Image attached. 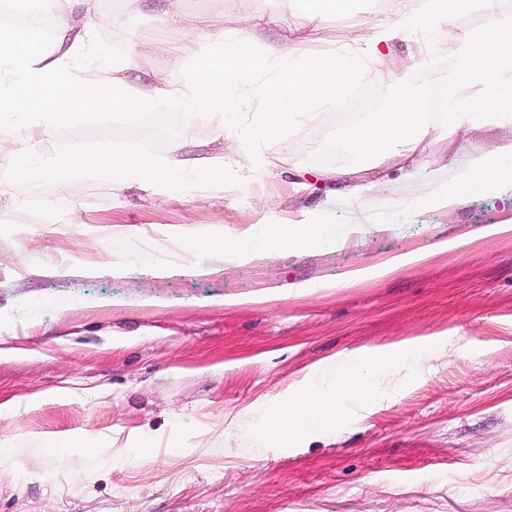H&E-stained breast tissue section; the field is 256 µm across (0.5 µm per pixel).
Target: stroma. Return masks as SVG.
Segmentation results:
<instances>
[{
	"label": "stroma",
	"mask_w": 512,
	"mask_h": 512,
	"mask_svg": "<svg viewBox=\"0 0 512 512\" xmlns=\"http://www.w3.org/2000/svg\"><path fill=\"white\" fill-rule=\"evenodd\" d=\"M166 0H99L89 66L152 90L184 81L159 31ZM225 31L269 18L266 38L298 29L299 0H184ZM391 0H353L343 16L299 30V63L369 38ZM452 43L435 44L394 84L354 79L336 103L264 143L231 153L242 124L219 114L140 135L136 115L60 128V145L111 142L157 157L223 160L220 183L144 187L88 173L0 181V512H512V184L451 205L421 204L419 186L454 188L492 154L504 128L480 120L468 151L449 148ZM410 95L432 121L415 181L357 155L352 126ZM382 195L355 197L360 180ZM315 222L335 240L290 247L210 276L173 244L182 234ZM131 229L121 255L114 228ZM468 240L462 250L438 242ZM427 261L344 285L345 273L407 252ZM165 267L162 275L154 267ZM282 290L281 299L252 295ZM244 297L224 305L225 296ZM436 337L422 363L379 376L380 398L340 397L342 421L300 441L266 436L281 398L313 370L356 364L406 340Z\"/></svg>",
	"instance_id": "1"
}]
</instances>
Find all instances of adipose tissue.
Segmentation results:
<instances>
[{"mask_svg":"<svg viewBox=\"0 0 512 512\" xmlns=\"http://www.w3.org/2000/svg\"><path fill=\"white\" fill-rule=\"evenodd\" d=\"M407 2L394 0V13L407 31L417 32L421 22H428L457 49L447 138L457 149H465L463 129L472 112H482L487 122L498 123L504 115L487 111V100L512 97V23L494 17L481 29H460L449 23L448 16L470 9L473 0H426L421 17L409 11ZM36 3L52 19L50 42L34 37L0 45V126L22 133L21 138L7 144L10 174L17 179L96 172L124 181L175 182L193 170L194 159L173 155L161 160L116 150L108 144L93 149L62 147L56 145L55 134L101 112L128 114L171 106L190 115L217 112L231 121L235 118L233 102L242 85L253 82L269 62L275 61L280 65L276 87L254 92L249 102L253 125L246 139L255 144L311 120L317 107L338 100L359 72L372 71L383 81L392 76L397 65L383 29L370 39L368 51L349 47L295 66L291 60L296 56L297 39H289L284 48L264 40L260 36L265 27L263 18H250L246 30L237 33L209 25L202 17L183 19L177 12L173 20L182 29L168 49L169 60L172 66L189 64L193 70L183 82L158 79L154 94L149 95L122 75L106 80L80 69V61L98 50L91 23L93 0ZM429 127L428 114L410 96L402 95L390 101L381 118L353 129L351 143L358 155L381 163L389 144L415 141ZM497 176L495 164L480 159L455 191L445 197L429 192L423 200L452 204L471 191L485 188ZM335 235L332 224H272L260 239L246 229L232 239L186 235L180 244L186 252L199 256L196 274L208 276L213 269L204 259L214 254L247 260L289 244L311 252ZM427 349L425 341L412 342L400 350L368 358L360 371L300 386L282 398L277 416L268 426L270 433L299 440L312 429L336 423L342 416L337 402L340 394L354 392L362 399H373L371 378L401 361L420 360Z\"/></svg>","mask_w":512,"mask_h":512,"instance_id":"ef3b65f1","label":"adipose tissue"}]
</instances>
